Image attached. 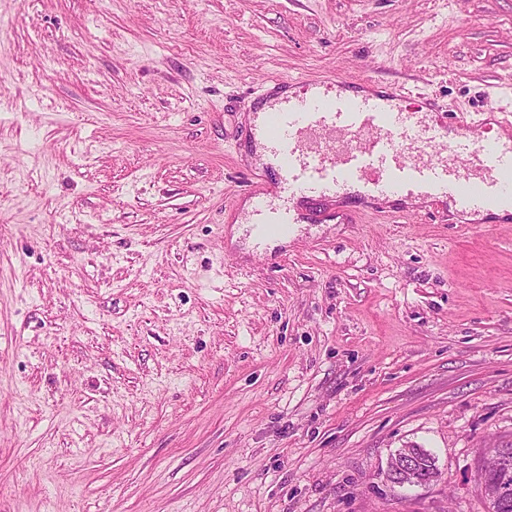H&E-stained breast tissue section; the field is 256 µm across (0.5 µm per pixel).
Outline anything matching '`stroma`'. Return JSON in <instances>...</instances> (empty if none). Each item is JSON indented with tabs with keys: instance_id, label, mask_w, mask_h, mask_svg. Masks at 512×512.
<instances>
[{
	"instance_id": "35a3bbf8",
	"label": "stroma",
	"mask_w": 512,
	"mask_h": 512,
	"mask_svg": "<svg viewBox=\"0 0 512 512\" xmlns=\"http://www.w3.org/2000/svg\"><path fill=\"white\" fill-rule=\"evenodd\" d=\"M512 105V0H0V512H486L512 216L235 230L272 81ZM425 486H391L398 448Z\"/></svg>"
}]
</instances>
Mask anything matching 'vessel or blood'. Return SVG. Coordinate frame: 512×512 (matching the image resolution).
<instances>
[{
    "instance_id": "1",
    "label": "vessel or blood",
    "mask_w": 512,
    "mask_h": 512,
    "mask_svg": "<svg viewBox=\"0 0 512 512\" xmlns=\"http://www.w3.org/2000/svg\"><path fill=\"white\" fill-rule=\"evenodd\" d=\"M341 82L335 74L304 81L302 94L256 113L281 178L269 189L260 174L251 175L247 236L262 242L290 235L291 200H325L354 180L375 198L448 196L462 216L490 206L512 209V112L490 106L504 137L488 141L478 125L448 111L454 136L437 153L425 113L405 111L403 92L349 98L334 93Z\"/></svg>"
}]
</instances>
